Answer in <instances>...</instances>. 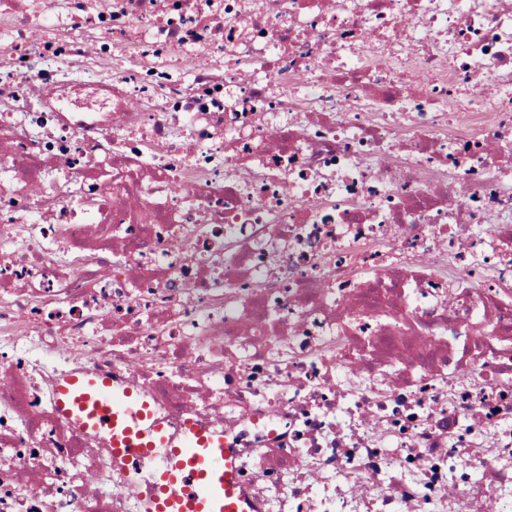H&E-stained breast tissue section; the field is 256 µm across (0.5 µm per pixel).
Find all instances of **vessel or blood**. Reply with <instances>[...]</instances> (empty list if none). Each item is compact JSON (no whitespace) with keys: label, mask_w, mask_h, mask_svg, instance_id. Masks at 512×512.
<instances>
[{"label":"vessel or blood","mask_w":512,"mask_h":512,"mask_svg":"<svg viewBox=\"0 0 512 512\" xmlns=\"http://www.w3.org/2000/svg\"><path fill=\"white\" fill-rule=\"evenodd\" d=\"M56 405L81 428L108 437L113 458L149 470L150 512H243L228 449L193 421H185L181 438H173L147 403L131 391H113L104 376L64 377Z\"/></svg>","instance_id":"1"}]
</instances>
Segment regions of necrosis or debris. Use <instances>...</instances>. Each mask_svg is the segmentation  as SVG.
<instances>
[{
	"label": "necrosis or debris",
	"instance_id": "necrosis-or-debris-1",
	"mask_svg": "<svg viewBox=\"0 0 512 512\" xmlns=\"http://www.w3.org/2000/svg\"><path fill=\"white\" fill-rule=\"evenodd\" d=\"M70 373L246 512H512V0H0V512H146ZM59 412L110 440L112 457L150 471L152 512H246L238 477L221 439L186 420L174 439L147 403L104 377L69 375L57 387Z\"/></svg>",
	"mask_w": 512,
	"mask_h": 512
}]
</instances>
